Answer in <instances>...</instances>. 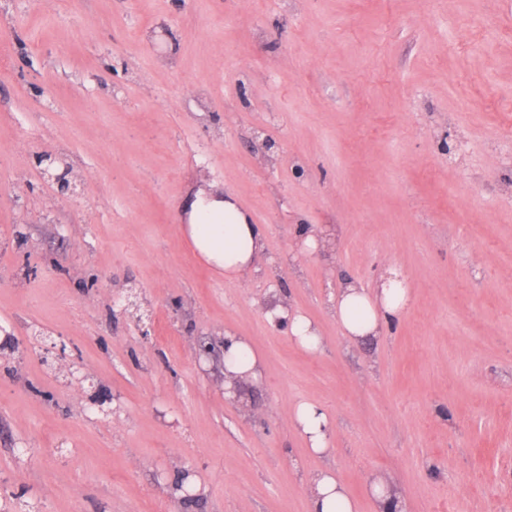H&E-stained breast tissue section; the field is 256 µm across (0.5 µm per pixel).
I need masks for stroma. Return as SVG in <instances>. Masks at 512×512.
Here are the masks:
<instances>
[{
    "instance_id": "1",
    "label": "stroma",
    "mask_w": 512,
    "mask_h": 512,
    "mask_svg": "<svg viewBox=\"0 0 512 512\" xmlns=\"http://www.w3.org/2000/svg\"><path fill=\"white\" fill-rule=\"evenodd\" d=\"M0 46L1 501L308 512L329 469L359 512L374 475L407 512H512V0H0ZM212 182L265 235L242 281L182 230ZM391 266L407 311L351 344L332 297ZM131 290L150 341L113 307ZM274 295L319 352L268 323ZM228 329L264 361L235 401ZM42 331L71 358L43 365ZM301 401L333 420L325 454ZM271 299H280L277 296ZM280 302L270 306L265 315L271 324H275L277 320L288 321V331L293 342L307 351H317L321 346V336L318 326L308 317L298 313L292 307ZM293 422L306 438L310 450L318 455L329 448L333 425L329 413L319 404L299 402L292 411Z\"/></svg>"
}]
</instances>
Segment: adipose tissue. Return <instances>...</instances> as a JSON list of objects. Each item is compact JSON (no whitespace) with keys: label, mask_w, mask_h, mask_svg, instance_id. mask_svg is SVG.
Returning a JSON list of instances; mask_svg holds the SVG:
<instances>
[{"label":"adipose tissue","mask_w":512,"mask_h":512,"mask_svg":"<svg viewBox=\"0 0 512 512\" xmlns=\"http://www.w3.org/2000/svg\"><path fill=\"white\" fill-rule=\"evenodd\" d=\"M187 221L183 231L194 250L209 265L223 272L225 279L244 280L256 271L265 249L263 234L253 224L250 214L233 194L216 184L208 190L189 191L183 201ZM411 292L402 275L387 269L374 287L355 282L341 285L336 296L333 316L353 342L380 335L385 324L398 320L407 310ZM269 322L287 321L293 342L307 351H317L321 336L317 325L308 317L282 303L266 311ZM224 339L229 345L224 366L246 380L260 382L263 359L247 337L228 330ZM293 422L306 438L310 450L324 454L329 446L333 425L329 413L319 404L301 402L292 411ZM309 512H357V503L334 473L323 470L308 480Z\"/></svg>","instance_id":"adipose-tissue-1"}]
</instances>
